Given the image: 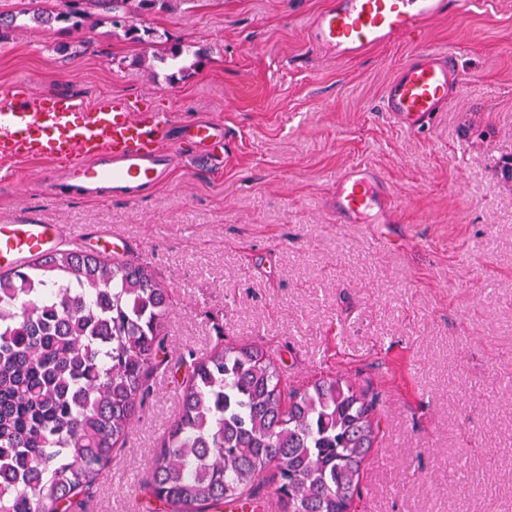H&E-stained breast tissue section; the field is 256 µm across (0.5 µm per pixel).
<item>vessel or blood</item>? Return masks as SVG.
Segmentation results:
<instances>
[{"mask_svg":"<svg viewBox=\"0 0 512 512\" xmlns=\"http://www.w3.org/2000/svg\"><path fill=\"white\" fill-rule=\"evenodd\" d=\"M448 0H333L309 27L312 42L339 60L410 36L448 10ZM447 57L430 52L407 65L384 90L386 116L409 133L420 130L448 95ZM166 113L151 123L137 119L126 98L102 96L94 103L68 93L44 99L31 83L0 89V159H17V134L26 136V155L55 160L66 157L68 169L85 197L133 199L145 186L160 184L175 154L164 145ZM187 137L194 161L207 167L224 139L214 121L191 125ZM338 217L351 222L375 214L392 222L398 206L389 186L369 167H352L336 178L333 202ZM64 243L58 224H43L25 213L0 223V270L16 269L56 251Z\"/></svg>","mask_w":512,"mask_h":512,"instance_id":"obj_1","label":"vessel or blood"}]
</instances>
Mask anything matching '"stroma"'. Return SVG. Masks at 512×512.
<instances>
[{"mask_svg": "<svg viewBox=\"0 0 512 512\" xmlns=\"http://www.w3.org/2000/svg\"><path fill=\"white\" fill-rule=\"evenodd\" d=\"M328 0H195L147 17L158 40L102 25L83 53L44 29L0 42V87L45 97H126L172 137L224 125V159L191 147L137 198L43 193L64 163L14 162L0 219L23 211L138 257L177 296L166 366L107 475L80 512H152L148 464L180 410L188 352L218 341L271 352L289 388L343 376L378 394L380 434L355 512H512V0H467L418 34L339 62L308 26ZM205 49L174 80L142 59L165 40ZM446 53L455 82L429 129L382 110L385 86L420 53ZM376 169L402 203L394 224L343 223L336 176Z\"/></svg>", "mask_w": 512, "mask_h": 512, "instance_id": "stroma-1", "label": "stroma"}]
</instances>
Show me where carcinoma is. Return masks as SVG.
<instances>
[{"instance_id": "obj_1", "label": "carcinoma", "mask_w": 512, "mask_h": 512, "mask_svg": "<svg viewBox=\"0 0 512 512\" xmlns=\"http://www.w3.org/2000/svg\"><path fill=\"white\" fill-rule=\"evenodd\" d=\"M194 0H58L0 13V42L28 28L62 36L107 20L133 41L142 17ZM192 45L157 60L175 72ZM173 289L143 264L62 249L0 272V512H79L129 433L162 362ZM181 410L152 459L144 489L171 512L251 501L274 471L281 512H351L377 430L376 398L342 377L284 395L271 354L216 343L189 352Z\"/></svg>"}]
</instances>
